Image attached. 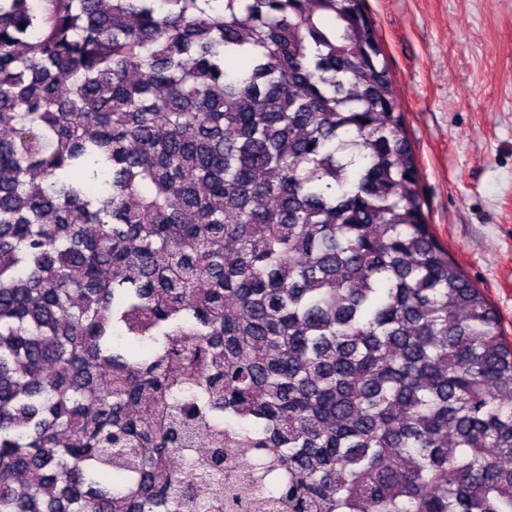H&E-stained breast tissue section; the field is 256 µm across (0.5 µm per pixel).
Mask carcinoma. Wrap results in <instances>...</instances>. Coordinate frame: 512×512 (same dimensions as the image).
I'll return each instance as SVG.
<instances>
[{
    "label": "carcinoma",
    "mask_w": 512,
    "mask_h": 512,
    "mask_svg": "<svg viewBox=\"0 0 512 512\" xmlns=\"http://www.w3.org/2000/svg\"><path fill=\"white\" fill-rule=\"evenodd\" d=\"M419 181L364 0H0V512H512Z\"/></svg>",
    "instance_id": "1"
}]
</instances>
